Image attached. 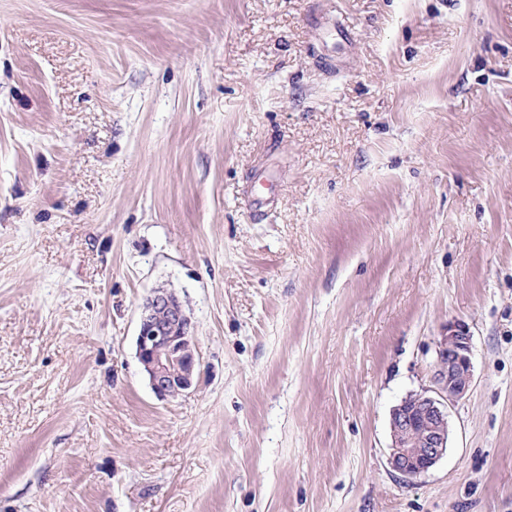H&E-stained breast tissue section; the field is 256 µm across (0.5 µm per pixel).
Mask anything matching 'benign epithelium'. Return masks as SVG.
<instances>
[{
    "label": "benign epithelium",
    "mask_w": 512,
    "mask_h": 512,
    "mask_svg": "<svg viewBox=\"0 0 512 512\" xmlns=\"http://www.w3.org/2000/svg\"><path fill=\"white\" fill-rule=\"evenodd\" d=\"M136 355L158 399H176L193 387L199 364L193 324L174 290L157 287L142 304ZM472 379V336L466 324L451 321L438 343L433 386L408 394L391 411L388 463L394 472L417 478L445 455L448 407L466 395Z\"/></svg>",
    "instance_id": "obj_1"
}]
</instances>
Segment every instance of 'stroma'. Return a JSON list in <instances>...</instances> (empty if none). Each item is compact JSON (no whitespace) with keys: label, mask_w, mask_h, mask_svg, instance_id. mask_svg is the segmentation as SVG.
I'll use <instances>...</instances> for the list:
<instances>
[{"label":"stroma","mask_w":512,"mask_h":512,"mask_svg":"<svg viewBox=\"0 0 512 512\" xmlns=\"http://www.w3.org/2000/svg\"><path fill=\"white\" fill-rule=\"evenodd\" d=\"M0 512H512V0H0ZM136 355L158 399H176L193 387L199 364L193 324L174 290L154 288L142 304ZM436 354L433 387L411 392L390 414L388 463L405 479L426 474L448 450V407L466 395L473 379L472 336L468 326L459 321L449 322Z\"/></svg>","instance_id":"1"}]
</instances>
